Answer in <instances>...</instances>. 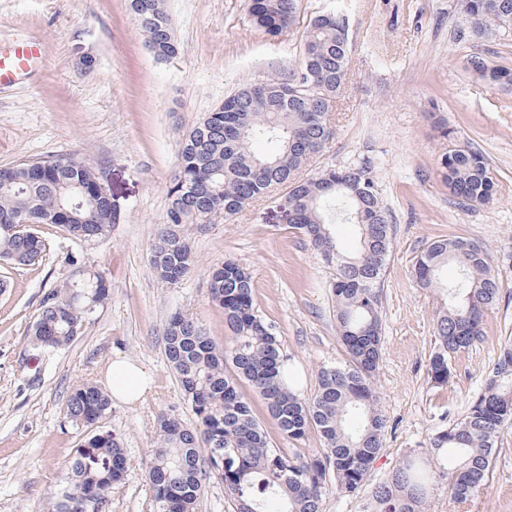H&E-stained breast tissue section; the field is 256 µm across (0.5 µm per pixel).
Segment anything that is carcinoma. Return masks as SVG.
I'll list each match as a JSON object with an SVG mask.
<instances>
[{
    "mask_svg": "<svg viewBox=\"0 0 512 512\" xmlns=\"http://www.w3.org/2000/svg\"><path fill=\"white\" fill-rule=\"evenodd\" d=\"M129 3L154 58L175 57L178 45L166 0ZM458 6L461 21L479 34L512 30V0H458ZM298 10L299 0H250L249 13L259 28L278 37L294 25ZM349 53L345 15L330 9L313 16L295 69L240 87L178 141L170 205L150 243L155 275L176 285L192 271V225L208 224L217 214L236 215L249 202L282 190L292 228L333 270L336 330L347 359L321 367L315 396L309 401L300 398L284 382L288 358L276 326L256 309L251 274L234 260L212 269L210 291L224 310L230 345L218 349L188 313L175 312L166 323V358L196 426L189 428L169 414L158 419L155 448L146 463L156 512H196L206 482L213 478L224 484L233 512H323L328 493L356 496L365 491L383 449L387 420L374 377L382 356L380 308L392 225L368 163L300 177L334 136L331 112L349 79ZM466 67L480 81L512 86V68L477 56L467 58ZM440 136L454 144L437 160L454 197L469 207L494 200L496 182L485 155L460 142L446 127L440 128ZM258 141L271 145V150L255 151ZM98 184L95 171L75 157L1 166L0 262L41 263L48 246L41 231L33 224L19 229L9 220L44 215L60 204L61 216L44 225L78 239L107 237L117 214L96 193ZM342 221L359 228L358 246L350 253L338 248L332 232V226ZM448 264L456 266L457 275L445 288L448 305L436 318L427 370L436 386L448 385L452 360L482 337L486 312L496 305L503 288L499 266L480 245L460 236L429 243L417 256L414 277L429 288ZM109 296L98 273L51 290L31 328V348H65ZM243 382L263 400L281 436L299 442L315 431L322 448L290 456L273 447L239 391ZM110 409L109 395L89 381L71 390L65 418L94 430L76 449L46 512H103L112 489L124 480L123 440L100 425ZM508 428L512 341L501 345L483 389L465 415L399 461L388 479L371 488L363 512H428L430 493L439 484L448 487L454 501L474 497L487 487L498 439ZM430 456L437 460L433 470L425 466Z\"/></svg>",
    "mask_w": 512,
    "mask_h": 512,
    "instance_id": "1",
    "label": "carcinoma"
}]
</instances>
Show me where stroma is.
<instances>
[{
    "label": "stroma",
    "mask_w": 512,
    "mask_h": 512,
    "mask_svg": "<svg viewBox=\"0 0 512 512\" xmlns=\"http://www.w3.org/2000/svg\"><path fill=\"white\" fill-rule=\"evenodd\" d=\"M300 4L294 29L274 38L252 23L248 0H167L179 52L160 62L128 0H0V44L24 34L46 56L22 83L0 87V166L80 157L104 182L119 217L107 238L79 241L56 229L41 264L0 265V512H41L87 434L65 418L71 389L86 379L104 383L118 355L148 369L153 389L138 405L113 402L103 420L122 435L128 458L105 512H154L145 469L157 417L195 422L165 355V324L174 312L190 313L219 347L228 346L208 277L224 260L249 269L258 312L276 325L289 384L301 398L315 395L322 366L344 361L332 272L291 228L277 197L193 228L196 265L178 284L154 276L149 253L169 206L182 131L242 84L295 67L306 22L327 9L349 18L350 80L333 107L334 136L315 165L370 163L394 229L375 377L388 427L370 482L386 480L480 393L501 342L512 337V275L484 319L481 340L457 359L449 384L437 387L427 364L443 300L417 284L413 267L441 235L474 240L494 257L512 248V91L464 68L474 54L512 67V32L476 36L461 23L455 0ZM438 118L487 156L498 183L490 204H457L441 180ZM87 272L104 275L109 300L71 345L33 357L28 329L42 298ZM429 510L512 512V429L498 441L486 491L459 503L440 488Z\"/></svg>",
    "instance_id": "stroma-1"
}]
</instances>
